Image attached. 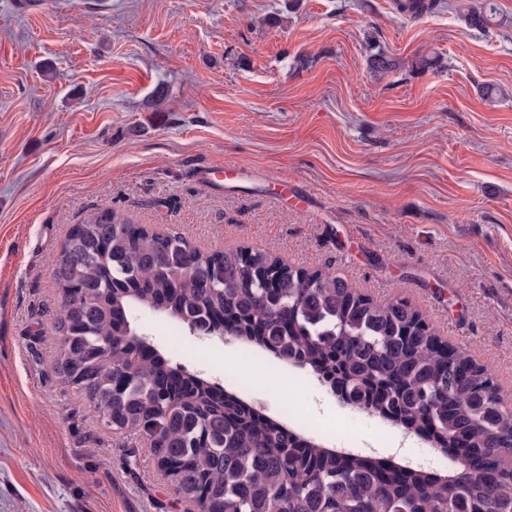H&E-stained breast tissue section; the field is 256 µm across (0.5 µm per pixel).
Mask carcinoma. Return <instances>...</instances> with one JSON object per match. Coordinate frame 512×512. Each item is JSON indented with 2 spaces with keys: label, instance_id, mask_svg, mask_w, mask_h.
I'll return each mask as SVG.
<instances>
[{
  "label": "carcinoma",
  "instance_id": "carcinoma-1",
  "mask_svg": "<svg viewBox=\"0 0 512 512\" xmlns=\"http://www.w3.org/2000/svg\"><path fill=\"white\" fill-rule=\"evenodd\" d=\"M440 0H396L419 17ZM493 0L464 14L485 30ZM62 296L54 372L113 430L145 438L201 512H512V411L484 406L488 368L453 375L448 351L405 301L379 305L340 276L260 249L192 248L114 213L71 227L50 266ZM80 293L83 302L69 304ZM149 309L203 335L239 336L349 386L371 412L448 455L440 474L343 456L270 421L208 380L153 355L137 326Z\"/></svg>",
  "mask_w": 512,
  "mask_h": 512
}]
</instances>
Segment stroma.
Returning <instances> with one entry per match:
<instances>
[{"mask_svg":"<svg viewBox=\"0 0 512 512\" xmlns=\"http://www.w3.org/2000/svg\"><path fill=\"white\" fill-rule=\"evenodd\" d=\"M449 2L409 19L393 0H0V512H199L51 367L50 262L94 212L408 301L512 408V0L485 30ZM375 48L396 68L372 69ZM224 166L236 182L198 176ZM139 326L315 443L385 459L405 434L237 337ZM228 347L287 374L291 398L263 400Z\"/></svg>","mask_w":512,"mask_h":512,"instance_id":"obj_1","label":"stroma"}]
</instances>
